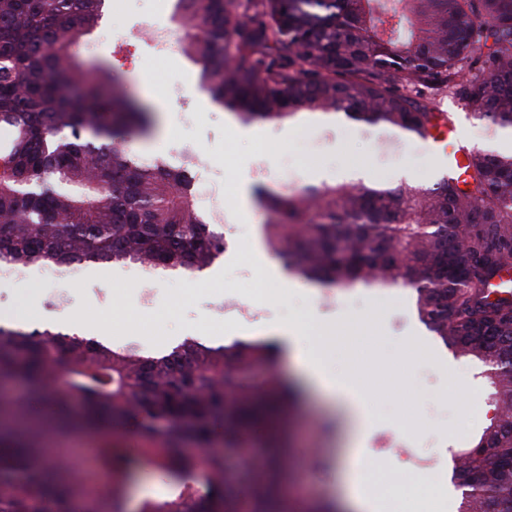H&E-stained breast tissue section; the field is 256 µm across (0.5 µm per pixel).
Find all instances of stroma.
I'll return each mask as SVG.
<instances>
[{"label": "stroma", "instance_id": "1", "mask_svg": "<svg viewBox=\"0 0 512 512\" xmlns=\"http://www.w3.org/2000/svg\"><path fill=\"white\" fill-rule=\"evenodd\" d=\"M172 9L173 0H110L105 13L110 36L94 48L79 42L76 50L86 64L96 63L119 44L129 19L146 17L166 26ZM122 71L128 93L158 112L159 132L146 143V151L175 164L187 144L210 161L224 188V202L206 215L210 223L225 226L232 248L191 277L167 273L146 282L125 265L85 267L78 279L56 281L54 287L69 298L60 308L50 297L54 287L31 279L0 281V319L25 321L36 307L43 312V323L71 330L76 321L89 320L112 346L133 343L145 351L192 340L220 344L265 338L275 327L302 324L307 328L305 350L324 356L329 376L336 379L350 372V351H368L374 363L367 386L392 389L369 402L374 427L368 454L382 471L402 478L415 512H446L439 486L447 460L478 440L493 415L479 363L457 356L425 328L410 291L317 288L289 271L269 248L266 215L254 201L259 185L285 192V185L271 175L285 157L294 163L302 186L339 182L341 170L356 165L367 166L370 180L387 185L402 184L406 171L412 174V184H430L437 173L427 141L384 126L323 120L311 113L281 124L257 122L253 128L259 138L240 136V122L200 88L197 66L176 45L159 59L145 40H138ZM176 80L192 106L190 113H183L181 100L166 92ZM437 105L453 116L452 148L503 149L504 131L475 118L464 102L444 97ZM242 253L250 271L245 284L230 265ZM329 328L340 330L344 341L326 337ZM278 370L285 378L303 382L305 401L287 419L276 420L274 429L254 432L249 445L259 453L270 448H285L295 456L312 452V460L289 471L281 485L298 512H306L315 503L339 499L336 466L350 457L351 422L342 405L309 382L294 352L281 355ZM19 434L58 448H92L107 441L116 448L130 442L161 443L160 438L144 436L135 417L115 432L76 429L64 436L34 435L24 427ZM387 436L398 441V449L382 447Z\"/></svg>", "mask_w": 512, "mask_h": 512}]
</instances>
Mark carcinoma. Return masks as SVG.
Here are the masks:
<instances>
[{
  "mask_svg": "<svg viewBox=\"0 0 512 512\" xmlns=\"http://www.w3.org/2000/svg\"><path fill=\"white\" fill-rule=\"evenodd\" d=\"M106 0H0V264H146L193 275L224 253V231L196 209L188 168L148 159L128 142L150 137L149 107L131 97L121 66L90 68L78 40ZM190 30L184 54L200 88L243 124L300 111L424 136L452 125L436 99L512 132V0H175ZM461 182L262 187L268 245L285 267L322 286L405 288L444 346L481 363L496 414L456 471L464 512H512V154L474 149ZM275 341L182 343L149 353L95 336L0 323V384L28 381L42 425L115 429L139 416L147 432L183 439L198 456L164 448L95 449L109 478L100 493L73 481L35 445L0 452V512H126L144 468L178 489L137 512H237L265 498L263 463L233 481L211 451L215 428L234 448L245 432L297 405L276 369ZM30 404L0 396V415Z\"/></svg>",
  "mask_w": 512,
  "mask_h": 512,
  "instance_id": "1",
  "label": "carcinoma"
}]
</instances>
